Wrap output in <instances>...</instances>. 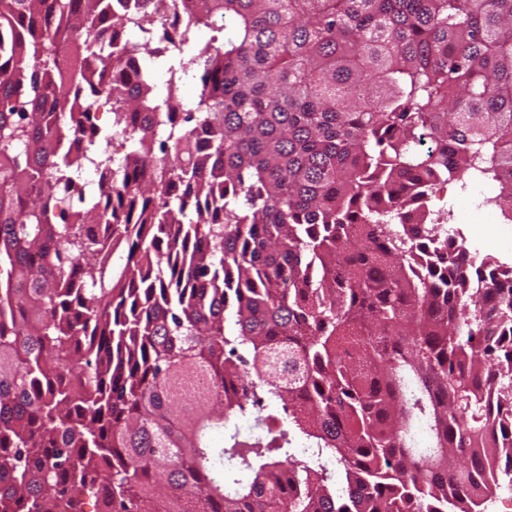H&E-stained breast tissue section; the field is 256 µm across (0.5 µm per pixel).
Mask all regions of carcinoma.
<instances>
[{"label":"carcinoma","instance_id":"carcinoma-1","mask_svg":"<svg viewBox=\"0 0 512 512\" xmlns=\"http://www.w3.org/2000/svg\"><path fill=\"white\" fill-rule=\"evenodd\" d=\"M112 2L0 0V512H486L512 267L426 199L489 179L512 222V0H200L175 34ZM128 25L197 80L170 132L205 148L126 89ZM101 91L145 117L117 170ZM146 166L115 205L75 179Z\"/></svg>","mask_w":512,"mask_h":512}]
</instances>
